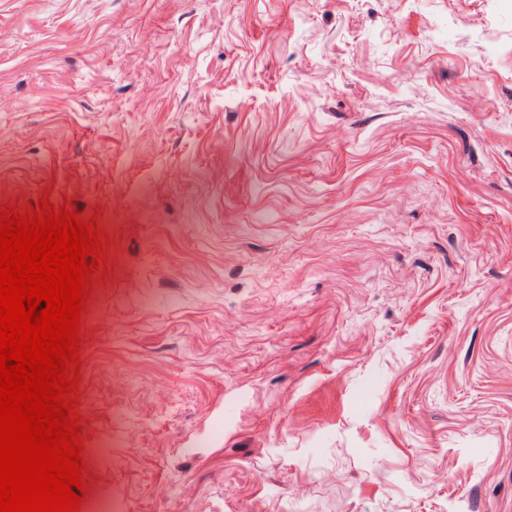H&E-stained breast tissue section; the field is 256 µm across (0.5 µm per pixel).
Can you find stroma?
<instances>
[{
	"label": "stroma",
	"mask_w": 512,
	"mask_h": 512,
	"mask_svg": "<svg viewBox=\"0 0 512 512\" xmlns=\"http://www.w3.org/2000/svg\"><path fill=\"white\" fill-rule=\"evenodd\" d=\"M97 221L86 498L512 512V0H0V210Z\"/></svg>",
	"instance_id": "35a3bbf8"
}]
</instances>
